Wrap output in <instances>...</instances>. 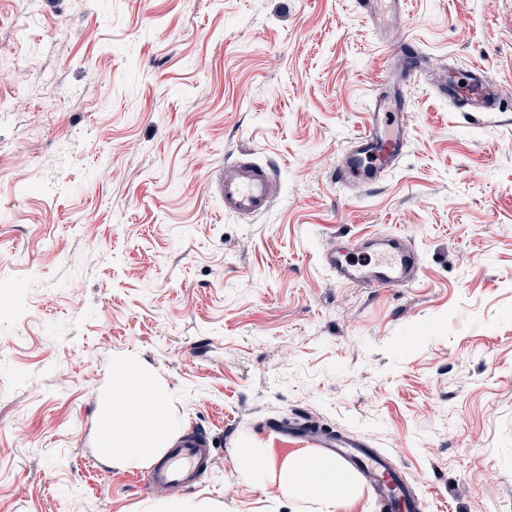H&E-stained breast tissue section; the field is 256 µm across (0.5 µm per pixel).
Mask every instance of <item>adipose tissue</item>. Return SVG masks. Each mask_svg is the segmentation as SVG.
I'll return each instance as SVG.
<instances>
[{"mask_svg": "<svg viewBox=\"0 0 512 512\" xmlns=\"http://www.w3.org/2000/svg\"><path fill=\"white\" fill-rule=\"evenodd\" d=\"M101 454L118 467L148 466L159 460L174 443L176 420L152 375L133 373L127 363L112 366L111 393L99 414ZM241 473L259 483L275 479L280 490L293 500H319L335 504L337 498L353 497L355 477L335 463L307 455L269 466L260 448L236 452Z\"/></svg>", "mask_w": 512, "mask_h": 512, "instance_id": "adipose-tissue-1", "label": "adipose tissue"}]
</instances>
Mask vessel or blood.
<instances>
[{"instance_id":"b4317fda","label":"vessel or blood","mask_w":512,"mask_h":512,"mask_svg":"<svg viewBox=\"0 0 512 512\" xmlns=\"http://www.w3.org/2000/svg\"><path fill=\"white\" fill-rule=\"evenodd\" d=\"M355 4L361 17L373 25L386 8H401L403 0H355ZM499 88L488 70L477 66L451 71L438 93L462 109L489 112L502 105ZM406 117L404 97L375 95L364 126L348 145L338 169L340 179L352 186L367 184L393 168L406 147ZM278 192L270 170L245 157L218 169L213 190L225 213L243 218L266 212ZM323 260L337 282L346 285L388 288L409 286L420 278L417 254L394 230L362 237L350 248L326 253ZM272 431L302 441L315 457L355 470L369 485L379 512H420L421 500L410 495L392 460L361 435L309 428L301 421L273 424ZM209 454L207 434L195 431L156 463L147 482L156 490L190 486L207 467Z\"/></svg>"}]
</instances>
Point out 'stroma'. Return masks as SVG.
Returning a JSON list of instances; mask_svg holds the SVG:
<instances>
[{
	"label": "stroma",
	"mask_w": 512,
	"mask_h": 512,
	"mask_svg": "<svg viewBox=\"0 0 512 512\" xmlns=\"http://www.w3.org/2000/svg\"><path fill=\"white\" fill-rule=\"evenodd\" d=\"M400 38L427 57L407 147L347 186ZM446 65L512 101V0H406L380 29L354 0H0V512H377L240 474L239 448L306 453L264 426L300 415L391 455L422 512H512V109L441 98ZM245 155L280 184L246 220L210 187ZM391 228L418 284L322 267ZM118 360L215 440L195 487L100 455Z\"/></svg>",
	"instance_id": "35a3bbf8"
}]
</instances>
